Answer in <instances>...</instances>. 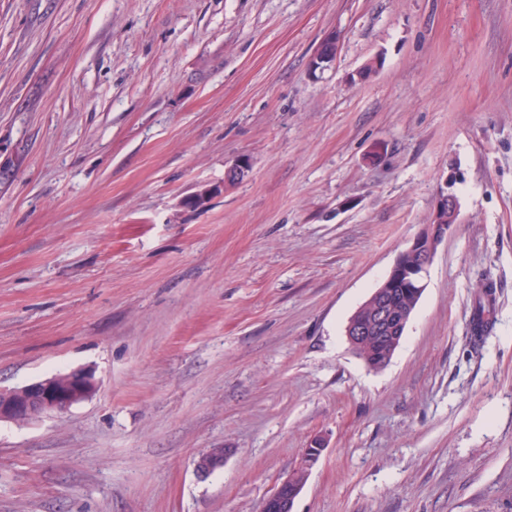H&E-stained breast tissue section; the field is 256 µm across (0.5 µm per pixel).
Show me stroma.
<instances>
[{"label":"stroma","mask_w":512,"mask_h":512,"mask_svg":"<svg viewBox=\"0 0 512 512\" xmlns=\"http://www.w3.org/2000/svg\"><path fill=\"white\" fill-rule=\"evenodd\" d=\"M1 169L0 387L97 389L0 422V512H259L316 441L294 512H512V0H0ZM451 187L452 182L445 179L444 186L440 189L432 223L426 224L427 228L401 251L390 272L380 285V289L369 299L372 308L371 317L365 321L358 320L356 316L349 319L345 333L352 347L360 345L363 341L373 337L372 334L385 328L393 335L384 336L392 346H397L401 342L409 322L408 314L405 312L400 315L393 314L388 301L384 297L383 289L394 288L392 298L397 303L393 305V308L410 311L416 308L423 293L415 298L414 295L406 291L407 289L396 287L402 282H407L414 288L416 297L424 290L425 275L433 261L438 241H441L448 233L449 228L453 224L459 223L460 220V203L457 196L449 190ZM398 346L386 352L388 346L384 342L373 341L372 343L362 344L354 351L365 363L383 356L386 352L388 353L389 362ZM367 366L373 369L371 363ZM96 389L94 374L77 369L13 388H0V422L23 423L62 412L88 398ZM225 455L226 451L224 448L223 450H215L214 448L208 449L197 458L195 462L196 472L201 476L211 474L213 471L224 465Z\"/></svg>","instance_id":"stroma-1"}]
</instances>
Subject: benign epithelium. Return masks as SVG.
I'll return each mask as SVG.
<instances>
[{
  "mask_svg": "<svg viewBox=\"0 0 512 512\" xmlns=\"http://www.w3.org/2000/svg\"><path fill=\"white\" fill-rule=\"evenodd\" d=\"M337 45L332 37L321 44L311 59V73L323 72L334 60L331 48ZM452 183L446 181L440 189L439 200L433 214L432 223L420 233L396 259L385 277L380 289L369 299L371 317L360 321L353 316L349 319L345 333L351 346L356 347L379 330H387V340L396 346L401 342L409 317L403 312H391L383 289L395 288L407 282L420 294L425 288V275L435 255V248L449 228L459 223L460 203L450 191ZM96 389L94 374L86 369H77L65 374H55L38 381L13 388H0V422L23 423L42 415L62 412L72 405L88 398ZM322 452L317 445L306 449L301 465L291 475L283 479L261 503V512H293L296 498L307 480L311 463ZM226 451L213 448L199 455L195 462L196 472L201 476L211 474L224 465Z\"/></svg>",
  "mask_w": 512,
  "mask_h": 512,
  "instance_id": "obj_1",
  "label": "benign epithelium"
}]
</instances>
